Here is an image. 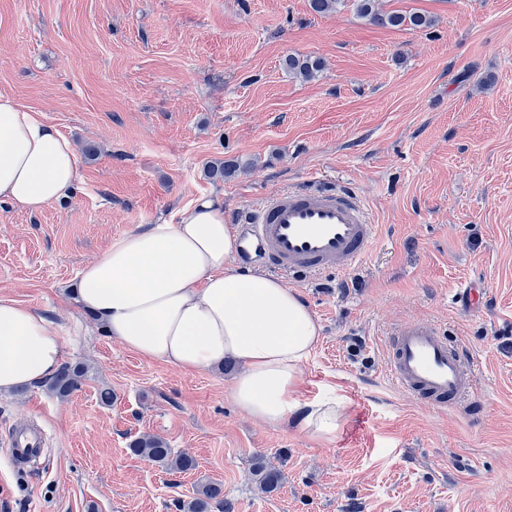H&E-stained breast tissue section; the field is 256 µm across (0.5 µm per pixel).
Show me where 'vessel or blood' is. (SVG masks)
Listing matches in <instances>:
<instances>
[{
  "mask_svg": "<svg viewBox=\"0 0 512 512\" xmlns=\"http://www.w3.org/2000/svg\"><path fill=\"white\" fill-rule=\"evenodd\" d=\"M233 221L244 242L243 262L280 276L310 278L353 270L368 256L377 235L362 201L346 186L283 190L243 207ZM386 369L398 388L435 407H466L474 394L473 356L449 345L431 324L412 322L390 331ZM46 442V431L32 422L16 426L7 445L19 461Z\"/></svg>",
  "mask_w": 512,
  "mask_h": 512,
  "instance_id": "b4317fda",
  "label": "vessel or blood"
}]
</instances>
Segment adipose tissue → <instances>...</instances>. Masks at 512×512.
<instances>
[{
    "instance_id": "1",
    "label": "adipose tissue",
    "mask_w": 512,
    "mask_h": 512,
    "mask_svg": "<svg viewBox=\"0 0 512 512\" xmlns=\"http://www.w3.org/2000/svg\"><path fill=\"white\" fill-rule=\"evenodd\" d=\"M80 178L72 143L42 115L0 92V202L28 211L68 198ZM237 239L224 201L204 196L174 223L125 235L78 274L82 308L128 350L198 372L233 359L242 366L235 406L268 425L298 418L332 440L345 397L297 398L303 364L321 326L298 292L233 266ZM59 323L0 295V392L51 377L64 357Z\"/></svg>"
}]
</instances>
